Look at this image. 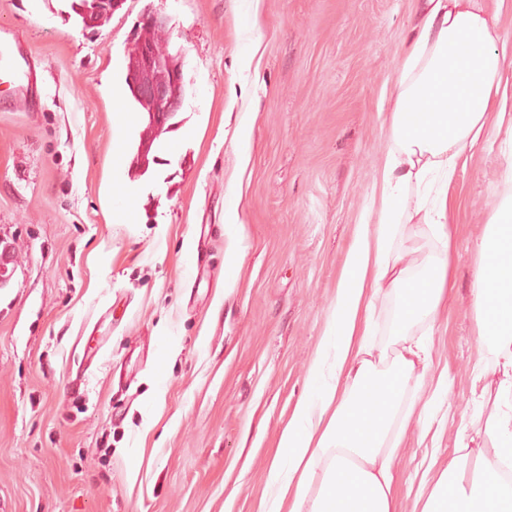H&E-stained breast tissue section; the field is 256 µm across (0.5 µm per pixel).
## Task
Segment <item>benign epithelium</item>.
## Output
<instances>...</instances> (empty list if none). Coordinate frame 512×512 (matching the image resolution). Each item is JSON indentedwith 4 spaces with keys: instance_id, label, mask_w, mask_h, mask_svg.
<instances>
[{
    "instance_id": "obj_1",
    "label": "benign epithelium",
    "mask_w": 512,
    "mask_h": 512,
    "mask_svg": "<svg viewBox=\"0 0 512 512\" xmlns=\"http://www.w3.org/2000/svg\"><path fill=\"white\" fill-rule=\"evenodd\" d=\"M166 27V19L156 11L147 10L140 18L127 64V79L137 99L146 107L149 128L160 133L181 108L185 85L181 65L167 52L154 50L148 34Z\"/></svg>"
}]
</instances>
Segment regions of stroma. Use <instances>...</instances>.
I'll list each match as a JSON object with an SVG mask.
<instances>
[{
	"mask_svg": "<svg viewBox=\"0 0 512 512\" xmlns=\"http://www.w3.org/2000/svg\"><path fill=\"white\" fill-rule=\"evenodd\" d=\"M70 4L0 0V28L40 64L27 107L0 81V246L13 257L0 284V512H257L423 0H124L93 30ZM149 8L186 95L146 165L134 155L147 123L116 128L112 89ZM507 136L492 129L450 187L461 248L433 323L401 326L396 301L375 303L378 342L432 331V371L453 381L438 435L412 437L399 460L403 512L426 460L446 463L459 430L486 426L473 415L471 288L512 168ZM116 179L138 196L126 224L108 218Z\"/></svg>",
	"mask_w": 512,
	"mask_h": 512,
	"instance_id": "1",
	"label": "stroma"
}]
</instances>
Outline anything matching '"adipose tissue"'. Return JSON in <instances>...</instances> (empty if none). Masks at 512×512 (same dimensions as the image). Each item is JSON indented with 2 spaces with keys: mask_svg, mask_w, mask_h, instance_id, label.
Listing matches in <instances>:
<instances>
[{
  "mask_svg": "<svg viewBox=\"0 0 512 512\" xmlns=\"http://www.w3.org/2000/svg\"><path fill=\"white\" fill-rule=\"evenodd\" d=\"M489 0H428L404 58L388 142L371 202L336 281L333 309L310 369V391L294 405L266 473L258 512H402L395 484L410 427L429 433L448 393L439 374L425 401L406 398L429 377L427 336L380 347L370 318L379 296L402 301L400 321L446 302L454 277L456 205L448 195L459 161L505 115L498 74L512 37ZM422 217L430 249L394 250L402 219ZM472 311L481 343L471 391L503 405L486 427L489 447L457 439L447 465L423 481L413 512H512V172L476 245Z\"/></svg>",
  "mask_w": 512,
  "mask_h": 512,
  "instance_id": "1",
  "label": "adipose tissue"
}]
</instances>
